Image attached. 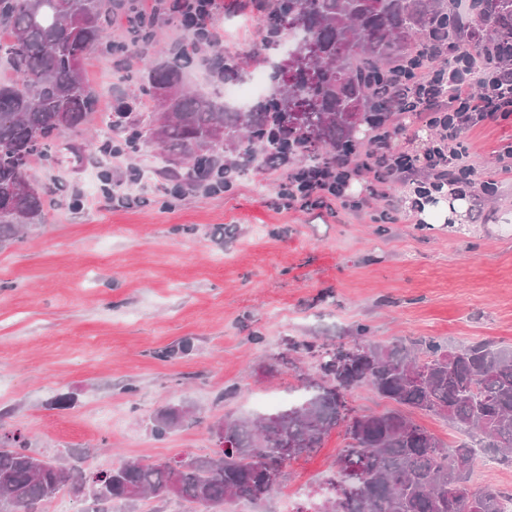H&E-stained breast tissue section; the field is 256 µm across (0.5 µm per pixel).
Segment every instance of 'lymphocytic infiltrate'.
<instances>
[{"mask_svg": "<svg viewBox=\"0 0 512 512\" xmlns=\"http://www.w3.org/2000/svg\"><path fill=\"white\" fill-rule=\"evenodd\" d=\"M418 58L415 64H398L394 77L401 97L391 110L439 129L438 144L422 152L408 148L400 142L403 126L385 124L375 130L369 148L351 157L318 164L289 159L274 166L256 159L255 171L280 172L281 209L291 210L297 202L307 201L320 208L337 205L358 211L365 199L348 192L356 181L383 200L377 222L392 224L401 211L422 209L445 186L460 192L470 187V180L463 177L471 166L461 137L477 125L512 115V70L492 74L476 66L467 71L448 62L446 53L429 50ZM410 180L415 183L412 200L391 194L393 184Z\"/></svg>", "mask_w": 512, "mask_h": 512, "instance_id": "lymphocytic-infiltrate-1", "label": "lymphocytic infiltrate"}]
</instances>
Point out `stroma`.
<instances>
[{
  "mask_svg": "<svg viewBox=\"0 0 512 512\" xmlns=\"http://www.w3.org/2000/svg\"><path fill=\"white\" fill-rule=\"evenodd\" d=\"M109 135L102 125L65 132L56 164L33 162L49 191L45 218L0 251L1 435L22 433L49 458L80 449L92 471L207 454L213 423L274 409L297 371L315 373L308 356L298 369L272 367L289 343H348L363 327L381 345L432 337L512 347V170L500 162L512 116L463 135L477 180L494 190L467 193L457 224L414 212L377 224L375 198L358 212H282L275 172L174 200L158 190L150 147L125 159L153 172L146 203L116 208L101 179L120 178L111 158L89 162ZM184 342L186 354L161 358ZM61 394L74 405L50 408ZM183 400L200 422L155 438L151 418ZM343 446L333 431L269 498L237 501L233 512H286L334 474Z\"/></svg>",
  "mask_w": 512,
  "mask_h": 512,
  "instance_id": "stroma-1",
  "label": "stroma"
}]
</instances>
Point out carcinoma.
<instances>
[{
    "label": "carcinoma",
    "mask_w": 512,
    "mask_h": 512,
    "mask_svg": "<svg viewBox=\"0 0 512 512\" xmlns=\"http://www.w3.org/2000/svg\"><path fill=\"white\" fill-rule=\"evenodd\" d=\"M270 29L302 32L300 46L314 45L307 67L319 74L310 83L298 77L280 86L275 107L259 102L246 112L228 108L218 96L181 88L191 55L204 52L201 33L187 32V44L153 59L155 25L134 26L132 40L108 38L112 13H132L133 0H0V41L6 72L0 73V249L23 240L42 221L46 192L30 174V161L50 164L57 138L88 126L98 113L99 92L81 77L91 52L112 49L142 56L132 83L143 95L172 85L180 89L171 116L156 112L134 117L100 115L121 135L132 153L153 142L168 162L181 165V178L197 179L235 166L257 152L286 150L308 160L327 159L356 148L350 109L368 128L386 118L374 111L390 94L391 68L419 45L437 40L477 52L497 69H512V0H476L477 11L462 13L456 0H254ZM291 23L286 27L284 22ZM262 45L251 62H265ZM220 81L237 80L249 63L236 56L204 58ZM297 100L312 111L299 118ZM357 354L342 359L322 345L317 375L299 373L301 398L277 411L230 418L219 423L228 446L187 457L178 469L163 462H125L111 470L85 473L63 461L65 448L48 458L30 450L21 435L0 436V512L27 504L43 512L65 484L93 483L96 494L83 499L80 512H114L117 502L143 496L176 498L204 512L229 498L261 500L275 488L267 473L285 479L290 464L320 447L335 429L344 432L345 448L336 465L352 460L362 469V489L340 502L323 500L314 512H457L455 488L470 483L475 447L487 448L512 462V349L488 342L449 348L428 338L390 346L354 337ZM365 384L399 405L384 412L349 416L345 396ZM166 406L150 420L155 437L197 421L199 410ZM437 415L464 439L445 444L410 420L401 408ZM474 512H504V495L492 487L478 490Z\"/></svg>",
    "instance_id": "1"
}]
</instances>
